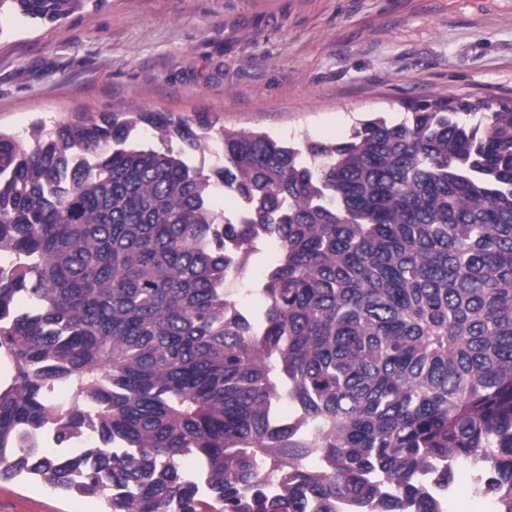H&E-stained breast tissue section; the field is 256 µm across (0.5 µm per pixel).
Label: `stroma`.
<instances>
[{
    "mask_svg": "<svg viewBox=\"0 0 512 512\" xmlns=\"http://www.w3.org/2000/svg\"><path fill=\"white\" fill-rule=\"evenodd\" d=\"M512 101V0H104L54 24L0 15V131L133 106L215 130L336 142L408 102ZM0 512H100L33 478Z\"/></svg>",
    "mask_w": 512,
    "mask_h": 512,
    "instance_id": "1",
    "label": "stroma"
}]
</instances>
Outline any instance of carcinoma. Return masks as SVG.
Wrapping results in <instances>:
<instances>
[{
    "mask_svg": "<svg viewBox=\"0 0 512 512\" xmlns=\"http://www.w3.org/2000/svg\"><path fill=\"white\" fill-rule=\"evenodd\" d=\"M84 2L0 13L54 23ZM407 111L330 143L223 130L208 168L206 117L0 132V479L107 512H436L424 483L464 464L512 512V105ZM218 186L241 217L213 208ZM261 239L279 257L257 326L224 276Z\"/></svg>",
    "mask_w": 512,
    "mask_h": 512,
    "instance_id": "cac0c4a2",
    "label": "carcinoma"
}]
</instances>
